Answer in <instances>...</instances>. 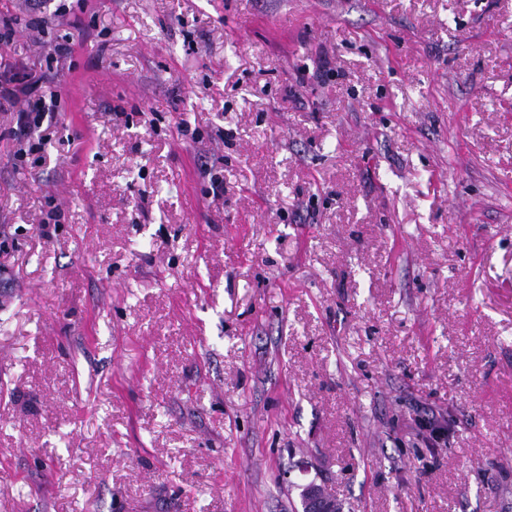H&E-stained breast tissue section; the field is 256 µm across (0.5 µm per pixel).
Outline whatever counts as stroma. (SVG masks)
Returning <instances> with one entry per match:
<instances>
[{
    "instance_id": "obj_1",
    "label": "stroma",
    "mask_w": 512,
    "mask_h": 512,
    "mask_svg": "<svg viewBox=\"0 0 512 512\" xmlns=\"http://www.w3.org/2000/svg\"><path fill=\"white\" fill-rule=\"evenodd\" d=\"M64 4L43 156L0 112V512H512V0ZM422 440L429 446H436L448 436V422L444 418L437 417L433 411H424L417 423ZM301 510L297 512H336L334 497L326 494L318 485H308L301 492Z\"/></svg>"
}]
</instances>
